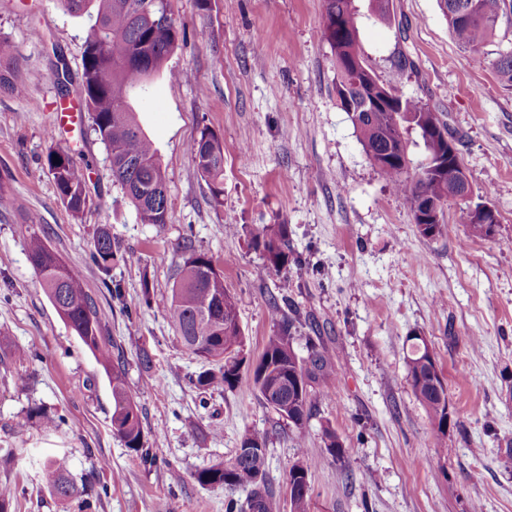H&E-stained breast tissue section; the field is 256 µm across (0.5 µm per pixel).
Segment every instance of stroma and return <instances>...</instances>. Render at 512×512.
Here are the masks:
<instances>
[{"label": "stroma", "mask_w": 512, "mask_h": 512, "mask_svg": "<svg viewBox=\"0 0 512 512\" xmlns=\"http://www.w3.org/2000/svg\"><path fill=\"white\" fill-rule=\"evenodd\" d=\"M359 43L381 80L436 112L459 140L471 195L444 207L448 232L422 236L409 204L368 161L336 103V59L324 34L325 0H169L188 44L169 58L184 80H156L138 118L167 178L168 221L140 223L112 180L105 145L86 113L62 100L54 63L82 71L84 20L59 0H0V32L24 60L27 90L0 93V335L41 357L0 365V485L15 512H225L248 488L200 485L198 470L234 457L245 434L266 439V483L288 502V473L308 453L309 512H512V83L496 72L512 49V9L492 38L471 50L453 40L439 0H393L385 23L371 0H355ZM40 37H33V30ZM412 68L395 76L399 56ZM57 137H49L52 128ZM210 128L224 145L222 205L210 201L186 145ZM87 169L89 201L73 216L46 168L56 144ZM492 206L491 237L462 224L469 207ZM261 224L288 227L287 270L267 269L252 245ZM107 226L123 254L102 273L88 260ZM38 232L78 269L118 347L142 410L148 457L111 429L103 368L62 322L27 257ZM191 237L212 256L234 294L244 356L257 361L276 332L273 301L287 299L298 357L309 345L333 356L332 374L303 428L278 416L249 380L199 390L204 362L167 318L179 262ZM122 286L111 299L106 284ZM150 290L151 304L141 303ZM424 337L448 386V429L438 432L413 394L409 339ZM148 351L151 367L139 361ZM64 424L45 430L30 408ZM343 445L335 459L323 442ZM66 456L75 479L104 474L110 494L92 508L53 498L43 462Z\"/></svg>", "instance_id": "1"}]
</instances>
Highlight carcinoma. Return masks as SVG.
<instances>
[{"mask_svg":"<svg viewBox=\"0 0 512 512\" xmlns=\"http://www.w3.org/2000/svg\"><path fill=\"white\" fill-rule=\"evenodd\" d=\"M446 4L448 28L457 44L475 49L485 44L497 20L507 8L506 0H477V9L468 10L471 0H440ZM63 9L87 24L82 53V73L78 87L70 90L67 67L56 69L62 98L76 95L88 113L91 128L105 145L112 179L119 184L136 209L142 224H165L168 219L167 187L157 149L144 132L133 106L136 95L145 91L154 78L166 72L168 58L184 41V31L172 17L169 7L155 0H60ZM358 10L354 0H326L324 32L336 57V98L340 108L351 114L360 134L364 153L378 173L409 203L418 199L444 206L461 197L462 186L452 172L437 171V147L433 130L447 127L428 109L400 97L384 109L364 106L372 86L345 85V72L357 62H365L359 47ZM22 63L10 37L0 34V92L19 96L25 92L21 81ZM404 123L421 132L428 151L426 163L417 172L407 171V146L401 135ZM197 172L206 182L211 201L222 203L224 196V147L220 137L205 128L189 145ZM46 165L66 208L80 214L88 203L86 174L74 150L57 147L49 151ZM262 252L266 266L276 272L288 266V225L262 224L252 237ZM167 316L184 345L208 363L197 384L203 389H234L241 383L244 366V336L238 322L235 297L224 286V275L207 254L191 241L180 247ZM27 256L40 285L61 320L90 351L108 378L112 391V432L127 447L142 449L141 412L126 385L124 368L114 362L112 340L104 333L97 308L84 288L81 274L54 250L37 232L29 234ZM92 264L104 273L120 256L109 229H98L89 255ZM272 316L279 331L269 337L260 359L249 370L254 389L261 400L297 428L311 414L313 401L324 395L314 385L329 376L330 355L323 347L312 346L301 360L290 346L292 322L273 306ZM407 356L408 375L413 392L425 407L439 432L448 428V388L435 366L422 363L423 340L413 337ZM37 352L15 347L0 356V363L24 362ZM266 442L264 437L246 434L239 452L225 463L206 467L195 474L201 485L224 484L249 487V498L230 500L226 512H257L255 500L267 503L265 512H281L280 500L269 493L265 482ZM44 478L52 496L60 501L79 499L88 494V484L71 476L64 456L44 463ZM291 512H308L309 490L295 488L288 478Z\"/></svg>","mask_w":512,"mask_h":512,"instance_id":"obj_1","label":"carcinoma"}]
</instances>
